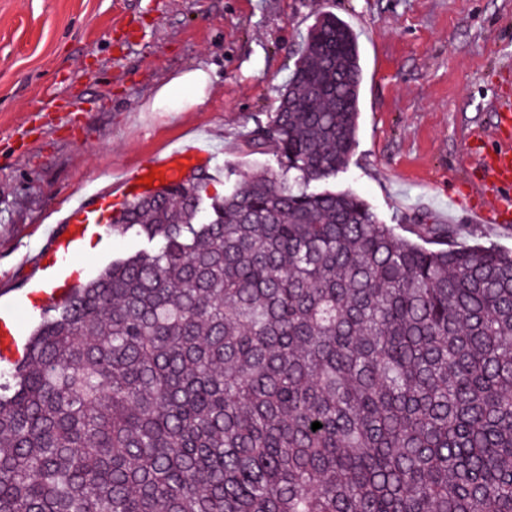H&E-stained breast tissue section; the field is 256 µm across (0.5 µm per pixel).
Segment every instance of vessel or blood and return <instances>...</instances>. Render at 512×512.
Returning a JSON list of instances; mask_svg holds the SVG:
<instances>
[{
  "label": "vessel or blood",
  "mask_w": 512,
  "mask_h": 512,
  "mask_svg": "<svg viewBox=\"0 0 512 512\" xmlns=\"http://www.w3.org/2000/svg\"><path fill=\"white\" fill-rule=\"evenodd\" d=\"M208 151L197 146H183L170 150L163 157L138 168L122 185L120 194L124 198L135 197L146 191V175L171 181L184 167L208 158ZM481 165L492 183L489 205L472 211L470 221L474 224L512 225V144L497 143L488 147L481 156ZM96 211L88 209L83 201H76L62 220V233L54 236L35 256L38 267L51 273L55 279L47 298L52 304L64 303L69 290V281L64 275V262L74 257L89 226L96 223Z\"/></svg>",
  "instance_id": "obj_1"
}]
</instances>
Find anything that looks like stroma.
Instances as JSON below:
<instances>
[{"label":"stroma","instance_id":"1","mask_svg":"<svg viewBox=\"0 0 512 512\" xmlns=\"http://www.w3.org/2000/svg\"><path fill=\"white\" fill-rule=\"evenodd\" d=\"M329 11L357 34L360 118L328 189L365 200L400 236L450 224L512 250V230L468 221L497 101L512 102V0H0V306L32 290L35 253L76 192L114 195L170 149L208 150V194L276 166L244 134L275 112L310 27ZM204 69L205 102L158 92ZM143 245L111 228L66 265L95 278Z\"/></svg>","mask_w":512,"mask_h":512}]
</instances>
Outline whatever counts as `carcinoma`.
<instances>
[{
  "mask_svg": "<svg viewBox=\"0 0 512 512\" xmlns=\"http://www.w3.org/2000/svg\"><path fill=\"white\" fill-rule=\"evenodd\" d=\"M361 82L320 13L245 135L279 171L113 210L156 246L0 366V512H512V251L307 190L349 162Z\"/></svg>",
  "mask_w": 512,
  "mask_h": 512,
  "instance_id": "1",
  "label": "carcinoma"
}]
</instances>
